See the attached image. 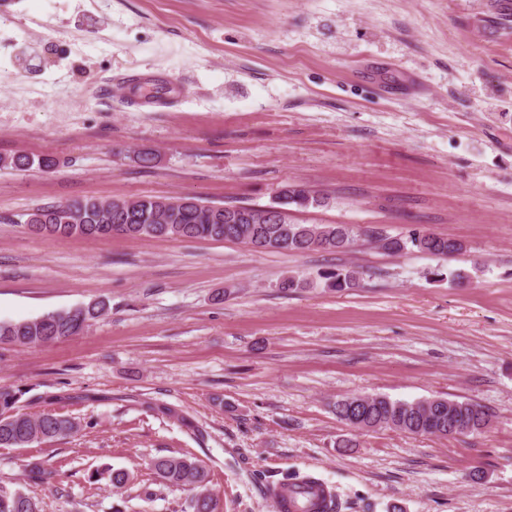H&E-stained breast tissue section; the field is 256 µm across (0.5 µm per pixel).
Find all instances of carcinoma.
<instances>
[{
    "label": "carcinoma",
    "mask_w": 512,
    "mask_h": 512,
    "mask_svg": "<svg viewBox=\"0 0 512 512\" xmlns=\"http://www.w3.org/2000/svg\"><path fill=\"white\" fill-rule=\"evenodd\" d=\"M36 166L51 170L50 156L37 159L26 154L0 156V168L28 170ZM324 198L300 186L285 184L277 197V207L299 209L320 206ZM25 226L38 236L49 238L109 237V229L120 226L129 238L151 237L171 240L232 241L257 251L273 250L305 254L350 251L362 237L390 254L419 252L450 259L467 251L464 241L428 229H412L405 236L391 237L354 224H305L286 214L275 220L256 207L214 205L186 197L144 196L115 200H72L38 206L27 214ZM324 286L343 291L358 287L360 275L354 270L328 268L320 274ZM108 311L104 300L58 309L40 317L0 321V344H47L79 334ZM24 392L0 386V448H27L41 441L75 433L74 419L52 412H22L18 403ZM336 419L355 431L390 429L412 435L448 437V423H458L471 433H480L491 421L489 410L470 400L432 397L417 401L392 399L385 395L346 396L331 404ZM150 469L167 484L194 491L193 512H216L210 494L209 473L185 455L152 459ZM108 478L112 487L126 486L131 476L124 470L96 471L92 479ZM0 512H41L39 503L19 490L0 488Z\"/></svg>",
    "instance_id": "cac0c4a2"
}]
</instances>
